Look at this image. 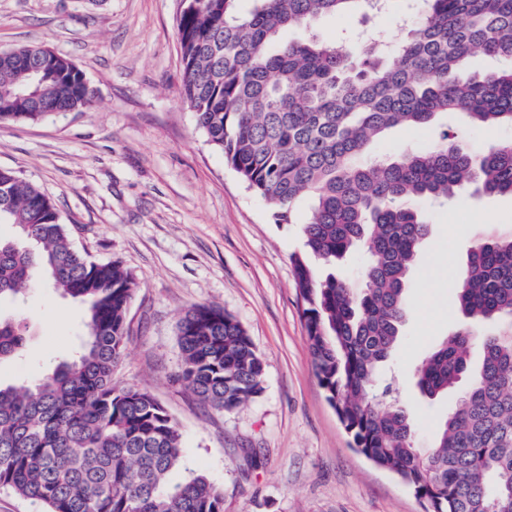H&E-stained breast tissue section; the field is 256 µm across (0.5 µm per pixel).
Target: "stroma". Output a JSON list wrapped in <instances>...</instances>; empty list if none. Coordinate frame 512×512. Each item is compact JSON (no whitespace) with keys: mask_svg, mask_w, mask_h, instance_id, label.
<instances>
[{"mask_svg":"<svg viewBox=\"0 0 512 512\" xmlns=\"http://www.w3.org/2000/svg\"><path fill=\"white\" fill-rule=\"evenodd\" d=\"M405 0L370 18L325 17L331 40L363 26L397 34ZM179 0H0V49L45 45L70 58L95 91L91 105L0 126V168L16 171L57 205L74 246L98 263L121 261L139 283L116 379L143 388L178 422L187 470L224 491V512H424L398 477L351 446L315 375L291 256L303 251L308 206L276 224L207 142L184 103L176 18ZM449 131L482 153L512 141V128L477 130L455 112L433 128H393L374 157L429 149ZM431 234L408 290L409 308L389 370L396 392L430 446L462 392L427 400L413 370L438 341L465 324L452 288L474 233L512 224V198L421 204ZM213 304L246 329L265 362L264 391L231 414L186 392L177 375V324L190 306ZM0 312L29 318L19 359L0 364V382L41 376L82 334L83 307L40 284Z\"/></svg>","mask_w":512,"mask_h":512,"instance_id":"35a3bbf8","label":"stroma"}]
</instances>
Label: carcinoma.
<instances>
[{
	"instance_id": "obj_1",
	"label": "carcinoma",
	"mask_w": 512,
	"mask_h": 512,
	"mask_svg": "<svg viewBox=\"0 0 512 512\" xmlns=\"http://www.w3.org/2000/svg\"><path fill=\"white\" fill-rule=\"evenodd\" d=\"M187 0L177 15L181 95L208 144L273 211L293 221L311 200L304 251L292 255L315 374L354 447L398 476L427 512H512V225L473 238L454 285L469 324L416 369L433 399L471 380L429 448L380 377L406 315L408 281L430 224L421 201H454L466 189L512 196V144L475 154L442 131L432 149L362 162L397 127H427L457 112L477 129L512 127V67L468 75L482 54L512 61V0H422L398 42L348 34L330 44L312 32L324 16L381 11L388 0ZM296 28L302 38L282 40ZM93 101L84 73L41 46L0 51V122L74 112ZM0 301L41 281L85 308L81 342L38 379L0 384V486L48 512H224V491L203 474L174 483L185 460L175 419L145 389L114 374L124 356L130 302L139 288L118 261L97 263L72 244L53 201L0 168ZM366 246L355 292L326 264ZM490 323L477 337L470 323ZM177 375L218 412L264 391L265 365L250 336L217 306L181 316ZM29 322L0 315V362L21 356ZM482 363L471 373L469 349Z\"/></svg>"
}]
</instances>
